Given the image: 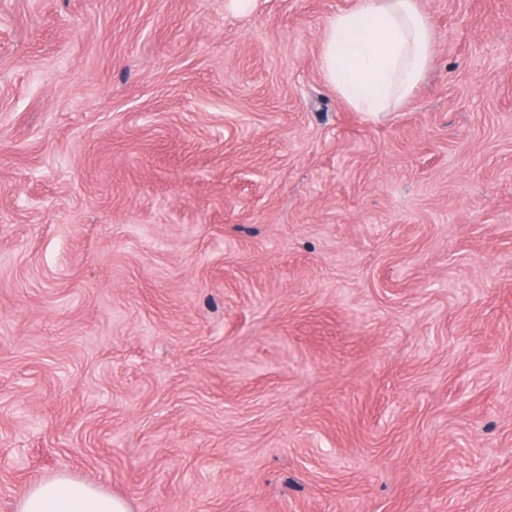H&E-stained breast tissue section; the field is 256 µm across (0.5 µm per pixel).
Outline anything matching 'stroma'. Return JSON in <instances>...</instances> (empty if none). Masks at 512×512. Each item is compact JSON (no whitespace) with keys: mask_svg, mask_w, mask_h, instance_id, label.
Wrapping results in <instances>:
<instances>
[{"mask_svg":"<svg viewBox=\"0 0 512 512\" xmlns=\"http://www.w3.org/2000/svg\"><path fill=\"white\" fill-rule=\"evenodd\" d=\"M355 3L0 0V512H512V0L377 117ZM16 512H130L128 503L102 488L64 473L32 484L17 500Z\"/></svg>","mask_w":512,"mask_h":512,"instance_id":"stroma-1","label":"stroma"}]
</instances>
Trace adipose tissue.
I'll return each instance as SVG.
<instances>
[{
    "label": "adipose tissue",
    "mask_w": 512,
    "mask_h": 512,
    "mask_svg": "<svg viewBox=\"0 0 512 512\" xmlns=\"http://www.w3.org/2000/svg\"><path fill=\"white\" fill-rule=\"evenodd\" d=\"M432 54V31L416 0H359L330 16L321 43L325 80L369 116L401 102L421 80ZM15 512H130L102 488L59 473L32 484Z\"/></svg>",
    "instance_id": "obj_1"
}]
</instances>
